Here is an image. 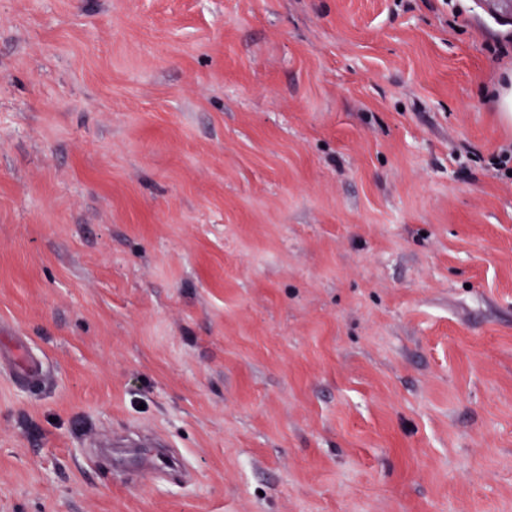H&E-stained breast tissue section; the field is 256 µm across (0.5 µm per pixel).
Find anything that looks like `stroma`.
<instances>
[{"mask_svg": "<svg viewBox=\"0 0 512 512\" xmlns=\"http://www.w3.org/2000/svg\"><path fill=\"white\" fill-rule=\"evenodd\" d=\"M487 0H0V512H512ZM167 443L181 478L116 436ZM13 364V381L16 384H33L43 381L44 370L40 361L34 359L23 345H18Z\"/></svg>", "mask_w": 512, "mask_h": 512, "instance_id": "35a3bbf8", "label": "stroma"}]
</instances>
